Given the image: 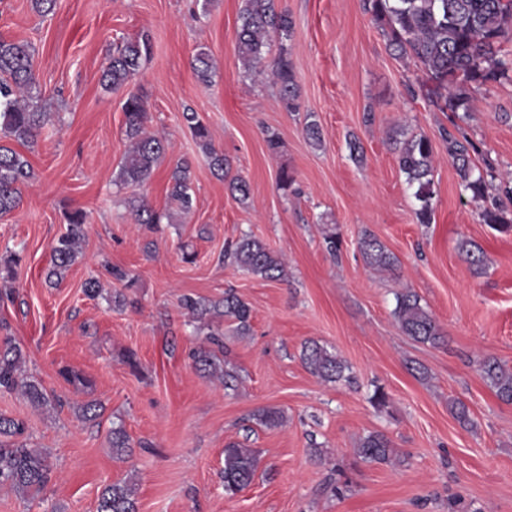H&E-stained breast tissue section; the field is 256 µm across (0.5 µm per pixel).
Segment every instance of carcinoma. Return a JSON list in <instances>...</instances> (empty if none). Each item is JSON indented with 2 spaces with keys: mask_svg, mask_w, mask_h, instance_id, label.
I'll use <instances>...</instances> for the list:
<instances>
[{
  "mask_svg": "<svg viewBox=\"0 0 512 512\" xmlns=\"http://www.w3.org/2000/svg\"><path fill=\"white\" fill-rule=\"evenodd\" d=\"M364 8L382 24L389 45L400 58H411L427 74L433 85L426 93L427 100L441 112L466 113L470 109L468 85L497 82L509 77L512 58L502 54L501 44L512 34V0H364ZM241 24L237 30L238 58L246 71L258 77H269L278 87L281 100L290 112L298 109L297 86L291 64L285 57L278 58L271 69L263 64L264 53L276 36L290 33L292 22L288 13L277 8V0H243ZM151 53L149 36L124 40L112 49V55L102 68L101 81L114 92L125 88L138 74ZM215 65L204 51L196 54L193 70L202 83L211 82ZM36 85L33 50L25 41L0 37V215L14 211L21 200V187L33 178L29 161L4 140L32 144L49 120V113L34 101L32 89ZM122 109L125 115V135L129 148L121 163L118 181L122 185L145 183L160 163L165 151L164 141L147 132L149 112L142 95L130 91ZM196 143L205 154L213 175L222 179L226 172L224 153L213 143L208 127L197 112L182 114ZM395 150L400 171L409 186L416 187L415 199L419 208L415 215L422 224L431 220L434 196L431 179L434 168V150L425 136H412L396 142ZM448 155L455 166L465 190L478 197L487 188L486 178H495L492 167L480 170L473 164L468 145L454 136H448ZM169 198L184 215L191 212L194 191L191 165L180 159L171 170ZM129 205L135 222L148 229L171 219L148 207L144 201L132 199ZM66 232L51 247V267L47 281L57 285L65 272L80 255L85 237L86 215L77 210L66 217ZM366 263L377 269L392 271L396 258L384 244L371 235L360 241ZM459 250L470 266L479 273L483 267V252L476 244L464 240ZM227 254L242 270L269 280L287 277L284 264L261 239L252 234L242 235ZM19 253L7 251L0 255V279L11 281L19 265ZM183 307L200 322L197 329H208L209 342L217 347L220 329L205 318H224L236 323L239 334L250 330L251 308L235 293H224V298L211 301L183 298ZM394 316L401 330L420 342L437 344L444 340L433 317L421 305L420 297L410 289L396 296ZM194 366L203 374L224 380L229 387L233 375L223 373L214 351L201 346L191 353ZM301 360L315 376L326 382L346 378L348 367L336 355L315 341L307 343ZM484 380L504 403H512V369L495 358L480 363ZM18 392L35 407L63 406L64 401L52 394L23 367L20 348L6 340L0 344V390ZM112 453L131 452L128 435L120 426L112 428ZM359 457L368 462L386 463L394 453L391 441L382 433L364 437ZM258 459L250 448L237 442L224 446V468L221 479L227 492L235 493L247 487L256 472ZM53 477L50 455L42 448L29 446L26 425L20 420L0 414V488L7 487L17 494L42 491ZM97 512H137L135 489L126 482L105 487L99 497Z\"/></svg>",
  "mask_w": 512,
  "mask_h": 512,
  "instance_id": "carcinoma-1",
  "label": "carcinoma"
}]
</instances>
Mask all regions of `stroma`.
<instances>
[{"label":"stroma","instance_id":"1","mask_svg":"<svg viewBox=\"0 0 512 512\" xmlns=\"http://www.w3.org/2000/svg\"><path fill=\"white\" fill-rule=\"evenodd\" d=\"M292 29L274 39L292 63L299 108L288 111L276 86L255 81L240 65L236 31L242 0H57L39 16L33 0H0V37L34 50L39 105L51 121L35 144L18 151L35 177L20 205L0 217V253L22 261L0 300V341L19 346L25 367L65 400L36 409L19 393L0 391V413L24 419L34 447L47 449L58 477L43 493L21 497L0 489V512H97L101 491L133 481L139 512H512V404L500 401L479 370L493 357L512 367V229L498 231L480 214L448 155L447 135L471 142L475 165L512 173V77L473 84L466 117L428 104L426 78L397 58L362 0H279ZM149 34L151 57L130 85L143 95L151 131L167 151L151 178L124 186L117 175L128 142L123 92L105 91L101 69L121 39ZM208 52L216 72L200 83L192 69ZM194 109L229 163L214 176L182 114ZM321 142L306 134L308 123ZM278 150H269L268 133ZM423 135L433 144L430 223H419L413 190L400 171L395 142ZM191 163L192 212L148 232L135 224L129 198L170 210L171 167ZM288 171L294 182L281 188ZM250 185L247 202L229 181ZM87 215L82 253L55 288L45 282L53 241L68 213ZM341 245L329 253L324 234ZM280 255L284 281L248 274L224 258L243 234ZM398 260L396 271L368 266L364 235ZM484 253L475 273L461 241ZM196 254L181 259L183 250ZM136 279L132 305L108 298L122 290L106 266ZM103 285L89 298L84 283ZM409 288L446 341L406 336L394 316L395 296ZM233 291L252 309L251 330L223 322V369L232 388L197 372L188 357L203 345L183 296L221 299ZM315 341L348 367L349 380L325 382L303 365ZM89 378L85 390L60 374ZM387 395L373 405L375 389ZM95 400L100 418L84 421L75 406ZM469 408L470 424L451 413ZM262 408L282 412L281 426L253 420ZM123 425L134 448L113 455L109 432ZM386 434L398 464L358 457L360 438ZM240 441L258 453L253 482L225 491L224 446Z\"/></svg>","mask_w":512,"mask_h":512}]
</instances>
